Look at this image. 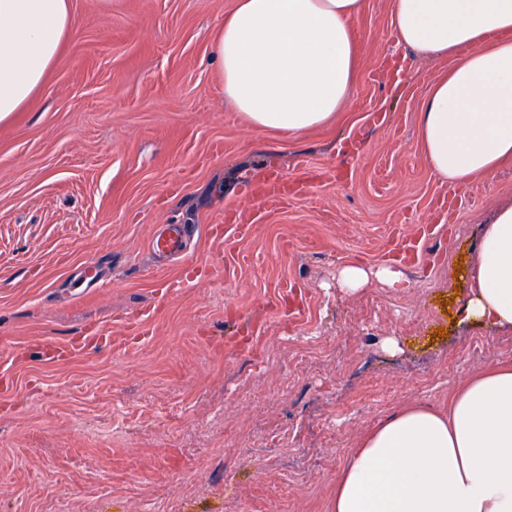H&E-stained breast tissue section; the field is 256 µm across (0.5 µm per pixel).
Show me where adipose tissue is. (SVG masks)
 I'll list each match as a JSON object with an SVG mask.
<instances>
[{"label":"adipose tissue","instance_id":"obj_1","mask_svg":"<svg viewBox=\"0 0 512 512\" xmlns=\"http://www.w3.org/2000/svg\"><path fill=\"white\" fill-rule=\"evenodd\" d=\"M363 0H236L213 54L224 97L254 127L296 134L339 112L353 81ZM69 0H0V122L27 107L58 62ZM392 28L420 54L455 53L419 113L426 160L461 182L512 158V0H393ZM464 55H457L459 47ZM466 320L512 325V206L483 225ZM332 512H512V364L467 378L447 411L403 408L336 479Z\"/></svg>","mask_w":512,"mask_h":512}]
</instances>
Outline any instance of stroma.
<instances>
[{
    "label": "stroma",
    "instance_id": "obj_1",
    "mask_svg": "<svg viewBox=\"0 0 512 512\" xmlns=\"http://www.w3.org/2000/svg\"><path fill=\"white\" fill-rule=\"evenodd\" d=\"M392 3L364 0L335 120L286 135L224 101L234 0H70L60 62L0 122V512H330L371 429L512 363V327L461 315L512 162L433 174L418 111L453 57L399 44ZM166 224L187 247L162 261ZM352 263L405 280L341 288Z\"/></svg>",
    "mask_w": 512,
    "mask_h": 512
}]
</instances>
